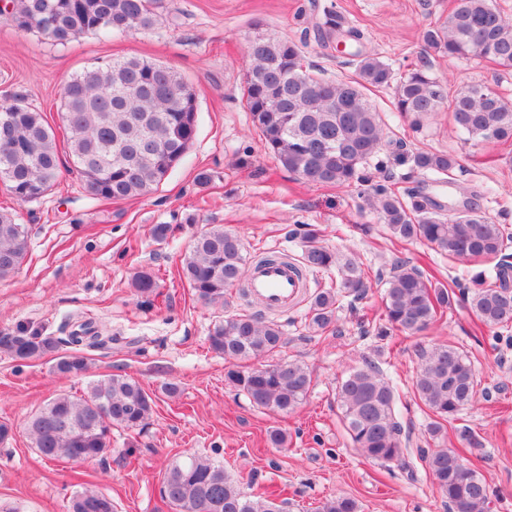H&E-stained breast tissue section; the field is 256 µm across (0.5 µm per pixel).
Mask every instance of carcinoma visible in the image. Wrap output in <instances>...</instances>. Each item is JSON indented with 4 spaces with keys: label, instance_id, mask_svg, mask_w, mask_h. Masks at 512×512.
Returning a JSON list of instances; mask_svg holds the SVG:
<instances>
[{
    "label": "carcinoma",
    "instance_id": "obj_1",
    "mask_svg": "<svg viewBox=\"0 0 512 512\" xmlns=\"http://www.w3.org/2000/svg\"><path fill=\"white\" fill-rule=\"evenodd\" d=\"M162 0H10L6 20L22 30H34L58 45L90 33L134 34L154 29ZM321 40L360 39L335 10H323L316 23ZM480 53H475V39ZM428 48L453 58H479L512 68V18L494 0H454L448 16L429 28ZM251 61L243 98L265 148L283 168L308 183L345 186L365 182L361 167L384 138L379 113L364 98L370 88L396 84V110L414 124L445 103L453 125L477 141L512 138V104L491 96L484 86H471L453 99L425 67L411 69L395 80L392 69L378 57L357 51L356 75L332 80L310 73L302 63V47L293 40L256 35L247 40ZM65 145L44 113L22 95L0 103V183L19 204L41 199L60 181L61 153L68 154L86 195L119 202L152 192L182 161L196 135V94L172 68L145 59H114L73 76L61 93ZM420 172L449 176L456 161L446 154L418 152L412 158ZM391 233L401 240H424L462 262L496 261V286L484 285V273L474 278L475 289L459 293L483 325L504 328L512 323V265L503 251L512 234L506 227L469 211H432L431 200L409 189L405 197L376 186L368 196ZM301 270L339 265L336 285L317 292L310 302L308 327L318 332L335 321L336 304L358 297L368 288L361 267L338 264L336 255L319 243V232L306 228ZM28 253V231L16 215L0 210V280L13 276ZM249 270L241 240L220 226L196 236L182 263V277L194 296L206 305H225L227 292L246 280ZM157 282L141 272L135 279L140 298L150 300ZM448 289L439 288L415 267L397 261L383 292L384 317L393 328L422 332L451 306ZM110 336H81L72 331L62 338L38 330L0 331V352L28 361L58 350L63 344L102 349ZM286 344L278 322L259 314L230 313L209 334L212 351L228 363L225 377L253 407L281 414L294 412L307 398L312 376L293 361H273ZM414 392L431 412L428 433L442 438L445 423L474 402L475 369L470 360L448 344L419 353ZM257 360L248 369L237 362ZM59 373L81 376L87 357L76 352L61 356ZM337 399L351 442L364 457L394 463L413 474L407 441L396 419V392L380 367L367 362L340 382ZM154 400L142 386L122 375L93 382L80 396L59 394L31 416L28 432L34 447L48 460L90 463L112 447V428L141 431L153 413ZM438 492L451 512H488L490 487L473 464L456 449L421 448ZM161 499L176 512H288V500L273 493L248 494L239 481L209 458L191 455L171 465L160 489ZM113 512L112 498L86 487L73 496L70 512ZM358 502L346 496L325 500L317 512H359Z\"/></svg>",
    "mask_w": 512,
    "mask_h": 512
}]
</instances>
